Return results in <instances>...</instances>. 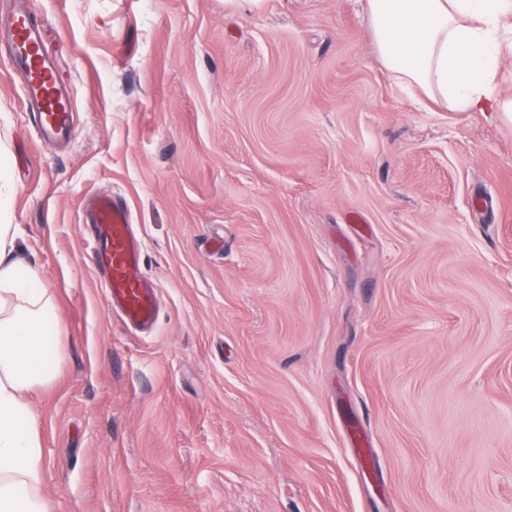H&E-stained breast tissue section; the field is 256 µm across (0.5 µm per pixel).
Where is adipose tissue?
<instances>
[{
  "label": "adipose tissue",
  "mask_w": 512,
  "mask_h": 512,
  "mask_svg": "<svg viewBox=\"0 0 512 512\" xmlns=\"http://www.w3.org/2000/svg\"><path fill=\"white\" fill-rule=\"evenodd\" d=\"M381 60L428 99L464 112H512L495 95L512 52V0H362ZM0 224V512H49L42 420L30 400L56 378L52 295Z\"/></svg>",
  "instance_id": "1"
}]
</instances>
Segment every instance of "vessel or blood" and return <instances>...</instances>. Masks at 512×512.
<instances>
[{"instance_id": "b4317fda", "label": "vessel or blood", "mask_w": 512, "mask_h": 512, "mask_svg": "<svg viewBox=\"0 0 512 512\" xmlns=\"http://www.w3.org/2000/svg\"><path fill=\"white\" fill-rule=\"evenodd\" d=\"M32 0H9L0 15V39L14 46L12 72L23 80L27 99L40 133L47 139L67 137L73 115L66 92L48 99L47 91L56 79L48 57L42 53V29L31 21ZM87 221L95 230V262L106 275L108 300L112 308L137 327L155 323L158 309L155 291L149 288L140 270V249L129 214L110 196L92 197L86 206Z\"/></svg>"}]
</instances>
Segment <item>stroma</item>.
I'll return each mask as SVG.
<instances>
[{"instance_id": "35a3bbf8", "label": "stroma", "mask_w": 512, "mask_h": 512, "mask_svg": "<svg viewBox=\"0 0 512 512\" xmlns=\"http://www.w3.org/2000/svg\"><path fill=\"white\" fill-rule=\"evenodd\" d=\"M33 19L77 116L39 139L0 44V195L63 347L52 512H512V120L413 95L359 0ZM93 193L151 329L108 305ZM86 211L87 224L94 225L95 262L106 275L110 305L134 326L153 325L158 316L155 289L144 283L127 210L112 197L98 195L88 201Z\"/></svg>"}]
</instances>
